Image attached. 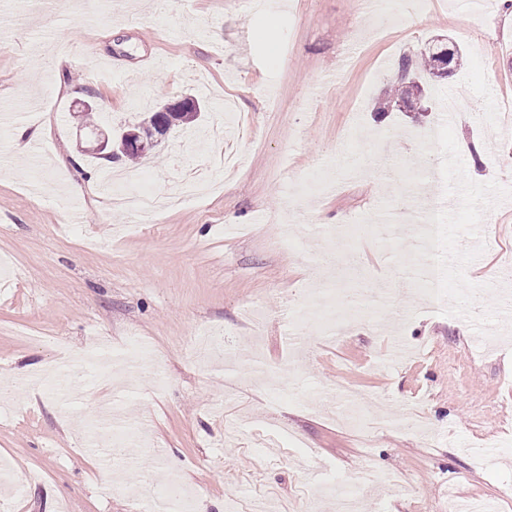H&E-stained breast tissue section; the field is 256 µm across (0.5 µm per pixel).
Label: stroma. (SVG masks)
<instances>
[{"label": "stroma", "instance_id": "1", "mask_svg": "<svg viewBox=\"0 0 512 512\" xmlns=\"http://www.w3.org/2000/svg\"><path fill=\"white\" fill-rule=\"evenodd\" d=\"M287 2L254 14L247 0H0V378L51 364L52 336L121 353L136 334L152 351L136 358L133 387L34 382L12 401L0 420L10 467L0 512H138L166 497L169 478L195 489L194 512H336L328 485L371 472L386 480L358 484L354 512H445L452 494L512 512V325L489 348L466 320L404 290L399 264L426 225L420 204L442 196L427 174L440 156L419 139L434 134L449 93L461 96L453 129L468 176L512 182V125L497 120L512 107V10ZM393 12L399 24L380 26ZM437 40L463 65L423 77L413 109L374 111L401 57ZM116 59L127 75H112ZM186 92L208 106L196 140L163 141L124 166L137 187L170 192L203 163L220 97L258 136L228 135L242 160L235 178L144 223L112 207L110 165L86 153L77 113L89 103L106 131ZM20 125L42 146L22 161ZM81 175L75 231L62 206ZM394 218L398 248L368 235ZM482 233L466 276L512 297V279L497 274L512 252V199L486 213ZM326 250L339 265L324 292L396 290L382 314L396 331L371 333L353 308L342 334L310 321L290 337L278 311L318 284ZM254 300L267 315L259 333L243 318ZM204 327L222 353L201 363L184 351ZM285 387L299 400L269 409L268 393ZM102 401L108 427L93 417ZM417 410L437 443L398 428ZM115 431L128 436L122 463L95 445Z\"/></svg>", "mask_w": 512, "mask_h": 512}]
</instances>
